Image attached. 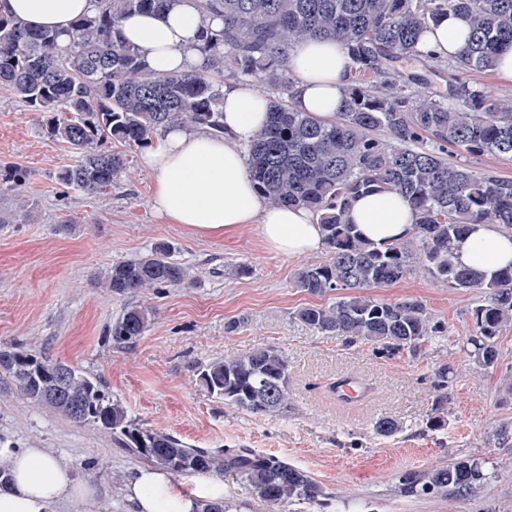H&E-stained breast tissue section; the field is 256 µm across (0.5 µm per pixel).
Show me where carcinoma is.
Listing matches in <instances>:
<instances>
[{
  "label": "carcinoma",
  "instance_id": "obj_1",
  "mask_svg": "<svg viewBox=\"0 0 512 512\" xmlns=\"http://www.w3.org/2000/svg\"><path fill=\"white\" fill-rule=\"evenodd\" d=\"M167 0H96V13L76 19L66 43L0 14V88L42 114L46 134L76 154L58 182L104 195L124 171L125 153L104 151L113 141L143 147L167 127L183 124L224 134V80L269 91L268 121L242 145L246 169L273 206H302L322 225L328 259L302 265L295 286L317 297L349 294L310 305L298 317L345 343L377 346L386 357L415 351L438 333L419 301H385L370 293L421 271L434 280L480 294L467 339L480 369L500 357L496 338L512 322V264L491 275L454 260V242L473 224L512 232V178L476 171L449 153L512 159V100H499L469 81L495 70L512 48V0H198L209 20L197 33L203 68L156 73L117 38L132 12H160ZM469 19L463 53L446 60L423 53L421 37L442 15ZM334 38L350 59L344 104L331 119L293 105V48ZM448 75L447 97L430 91L429 75ZM26 171L0 169V190L22 201L0 211L1 224L32 223L38 207L25 195ZM396 193L412 207L404 240L361 239L347 214L356 198ZM159 242L145 255L116 261L102 286L119 296L146 288L191 285L190 269ZM152 309L128 303L112 323V342L130 347L145 334ZM0 369L20 394L77 426L107 430L125 450L176 475L221 470L245 480L271 509L322 500V486L282 457L252 448H189L169 433L129 416L97 378L22 347L0 348ZM210 395L256 417L291 409L288 361L274 348L227 354L196 369ZM486 480L480 463L458 458L421 476L404 478L411 494L475 493Z\"/></svg>",
  "mask_w": 512,
  "mask_h": 512
}]
</instances>
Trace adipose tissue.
I'll return each mask as SVG.
<instances>
[{"instance_id":"ef3b65f1","label":"adipose tissue","mask_w":512,"mask_h":512,"mask_svg":"<svg viewBox=\"0 0 512 512\" xmlns=\"http://www.w3.org/2000/svg\"><path fill=\"white\" fill-rule=\"evenodd\" d=\"M95 11V0H0V13L30 28L63 35L76 19ZM203 24L195 0H170L163 13L127 15L119 31L151 68L184 71L206 62L195 40ZM469 30L467 19L442 16L420 48L437 57H453L463 51ZM349 63L346 49L332 39L296 46L291 56L297 75L295 108L319 117L337 112L350 79ZM265 118L264 96L230 83L224 87L223 135L173 126L156 138L141 158L143 168L155 177V210L170 223L211 236L255 224L265 244L281 256L316 253L322 247V230L315 216L300 207L266 204L247 174L241 146ZM348 219L362 237L375 243L406 238L412 229L410 204L391 193L356 199ZM455 256L462 264L493 273L512 263V234L492 224L471 225L456 241ZM7 454L12 479L0 488V512H53L68 499L91 498V490L77 484L70 465L45 449L11 448ZM129 498L135 512H197L201 501L223 500L224 486L202 479L187 492L164 470L143 467L130 482Z\"/></svg>"}]
</instances>
